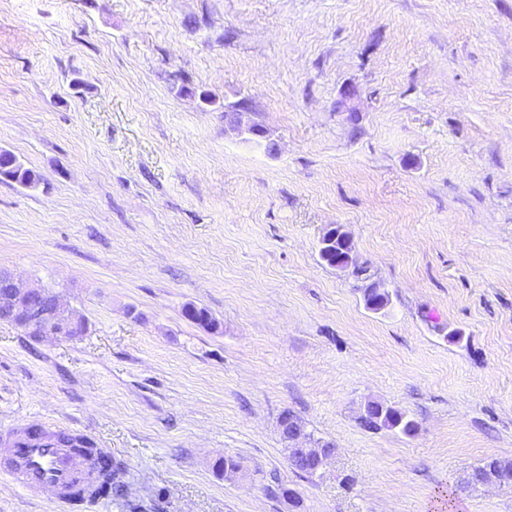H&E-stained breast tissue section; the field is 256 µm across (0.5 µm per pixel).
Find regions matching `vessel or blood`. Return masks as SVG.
<instances>
[{"label": "vessel or blood", "mask_w": 512, "mask_h": 512, "mask_svg": "<svg viewBox=\"0 0 512 512\" xmlns=\"http://www.w3.org/2000/svg\"><path fill=\"white\" fill-rule=\"evenodd\" d=\"M11 478L21 488L36 492L55 489L60 501H68L77 460L67 443L54 438L22 437L8 442Z\"/></svg>", "instance_id": "obj_1"}]
</instances>
